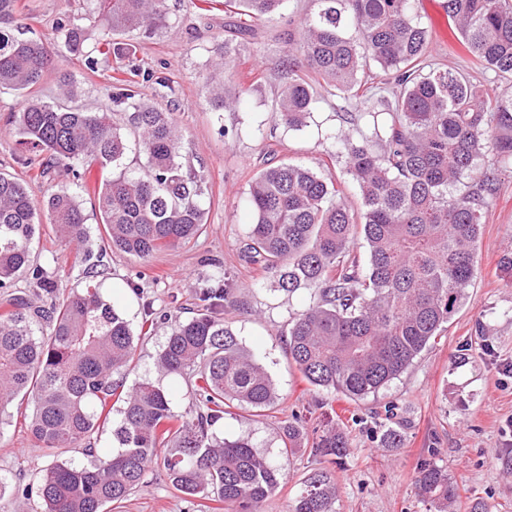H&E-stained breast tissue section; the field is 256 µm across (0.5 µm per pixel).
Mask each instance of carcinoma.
Masks as SVG:
<instances>
[{"instance_id": "cac0c4a2", "label": "carcinoma", "mask_w": 512, "mask_h": 512, "mask_svg": "<svg viewBox=\"0 0 512 512\" xmlns=\"http://www.w3.org/2000/svg\"><path fill=\"white\" fill-rule=\"evenodd\" d=\"M106 27L92 51L85 31L57 23L65 51L85 57L123 55L108 33L151 34L166 19V0H95ZM288 0H224L245 16L244 30L270 23ZM414 0H317L300 19L299 38L281 49L282 79L274 112L290 130L306 126L317 98L312 78L364 121L358 142L340 127L325 131L344 157L356 186L354 210L341 183L310 167L281 162L251 180L254 221L241 259L279 289L310 292L288 323V356L318 390L357 400L388 386L430 349L468 296L478 274L476 252L485 215L498 191L499 171L512 167V94L489 95L462 73L427 62L430 33L414 17ZM448 27L472 64L512 77V0H443ZM244 45L226 43L216 70L227 75ZM51 47L19 34L17 0H0V89L30 92L48 68ZM377 69L390 96L368 85ZM80 82L63 77L59 96L73 99ZM126 114L125 126L112 113ZM19 143L41 158L40 176L66 163L79 181L100 171L95 191L101 236L108 246L147 260L198 237L204 216V176L185 168L184 144L173 113L141 101V83L119 79L98 112L25 100L11 115ZM135 135L144 163H126ZM46 213L83 266L88 284L66 296L39 266L31 243ZM87 216L65 184L42 202L23 181L0 173V415L19 395L31 399L27 429L47 455L82 445L94 449L121 404L117 450L87 464L51 462L40 476L45 512H110L161 464L182 494L224 504V512H257L278 489L281 463L260 452L252 434L217 440L210 427L230 409L274 408L276 384L239 340L222 310L240 306L226 280L203 288L201 309L178 322L155 367L182 377L198 396L196 416L181 423L169 393L145 379L127 387L118 375L133 368L137 342L130 324L93 284L99 256L87 246ZM32 291L14 290L21 277ZM288 457L303 437L296 418L283 420ZM343 434L315 442L312 454L336 464ZM416 484L433 512H448L457 486L433 461ZM328 472L308 479L291 512H334Z\"/></svg>"}]
</instances>
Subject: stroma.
<instances>
[{"mask_svg": "<svg viewBox=\"0 0 512 512\" xmlns=\"http://www.w3.org/2000/svg\"><path fill=\"white\" fill-rule=\"evenodd\" d=\"M23 33L56 42L58 22L77 19L89 40L101 39L105 28L95 21L91 0H18ZM442 0H418L415 14L432 30V62L466 69L453 52ZM164 25L152 35H123L130 59L108 58L88 70L83 58H57L33 93L56 102V74L72 73L85 89L74 107L99 111L120 69L131 63L166 78L167 87L144 83L147 99L172 112L183 136L186 161L205 175V230L189 244L157 253L149 260L105 254L100 277L104 297L129 321L140 340L135 367L126 385L157 379L171 393V408L182 419L198 406L189 382L157 378L154 361L171 327L192 316L196 295L218 278L234 280L242 304L229 315L242 343L254 350L278 388L273 410L257 414L236 409L217 422L220 438L252 434L260 451L280 455V422L297 416L306 435L283 467L278 490L261 502L258 512H290L302 483L322 465L310 449L324 428L341 431L348 450L333 466L338 494L336 512H428L419 495L416 472L431 460L447 469L459 497L450 512H512V282L501 279L497 262L512 249V173L499 176L500 189L491 203L478 248V278L469 297L452 317L436 346L389 387L360 400L317 391L292 366L282 337L289 322L309 301L308 290L289 294L240 258V245L252 222L248 185L266 160L278 158L341 176L336 145L321 127L346 124L343 99L317 89L318 102L306 126L290 130L273 110L281 85L280 48L297 34L296 19L313 13L316 0H290L282 18L256 27L231 77L228 94H239L236 106L215 110L208 100L210 64L233 37L234 19L224 0H167ZM23 105L13 92H0V172L27 182L34 200H42L65 175L36 178L10 125L12 112ZM38 266L55 276L61 293L83 288L82 268L51 225H43L31 246ZM154 322H147V312ZM20 403L0 415V476L9 484L0 492V512H44L35 492L38 470L46 459L28 432ZM396 429L402 447L388 444L385 432ZM189 497L176 491L165 471L150 466L143 487L120 512H193Z\"/></svg>", "mask_w": 512, "mask_h": 512, "instance_id": "1", "label": "stroma"}]
</instances>
